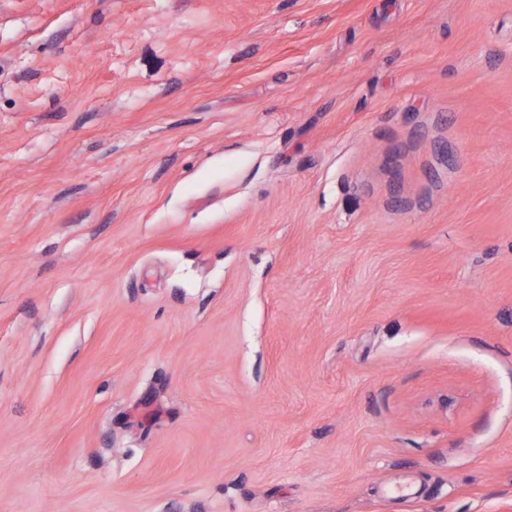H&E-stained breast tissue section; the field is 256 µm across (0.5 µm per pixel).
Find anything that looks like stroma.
I'll list each match as a JSON object with an SVG mask.
<instances>
[{
  "mask_svg": "<svg viewBox=\"0 0 512 512\" xmlns=\"http://www.w3.org/2000/svg\"><path fill=\"white\" fill-rule=\"evenodd\" d=\"M0 512H512V0H0Z\"/></svg>",
  "mask_w": 512,
  "mask_h": 512,
  "instance_id": "35a3bbf8",
  "label": "stroma"
}]
</instances>
